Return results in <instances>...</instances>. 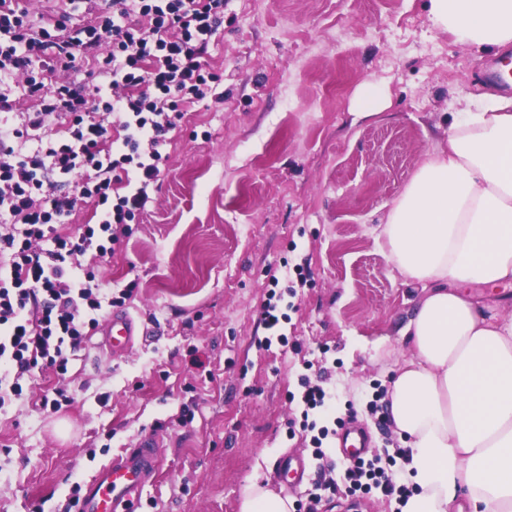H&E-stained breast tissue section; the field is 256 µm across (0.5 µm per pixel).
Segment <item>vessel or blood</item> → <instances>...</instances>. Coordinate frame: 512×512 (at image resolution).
Masks as SVG:
<instances>
[{
    "label": "vessel or blood",
    "mask_w": 512,
    "mask_h": 512,
    "mask_svg": "<svg viewBox=\"0 0 512 512\" xmlns=\"http://www.w3.org/2000/svg\"><path fill=\"white\" fill-rule=\"evenodd\" d=\"M104 334L111 348H125L134 340L136 325L127 313L115 311L106 320ZM343 436L349 441L344 455L354 461L363 458L369 446L365 431L350 427ZM163 454L162 443L147 438L102 465L81 486L79 512H137L145 488L158 475Z\"/></svg>",
    "instance_id": "vessel-or-blood-1"
}]
</instances>
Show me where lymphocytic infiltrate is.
<instances>
[{
  "label": "lymphocytic infiltrate",
  "mask_w": 512,
  "mask_h": 512,
  "mask_svg": "<svg viewBox=\"0 0 512 512\" xmlns=\"http://www.w3.org/2000/svg\"><path fill=\"white\" fill-rule=\"evenodd\" d=\"M79 2L55 0L37 19L22 0H0V411L35 370L66 374L104 313L130 299L131 289L99 288L88 262L111 257L150 199L185 105L213 97L219 80L205 56L224 0H102L77 24ZM18 96L33 110L15 112ZM81 204L98 221L68 230ZM396 464L375 456L343 480L402 503L410 489Z\"/></svg>",
  "instance_id": "f902f5d3"
}]
</instances>
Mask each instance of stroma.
Here are the masks:
<instances>
[{
  "label": "stroma",
  "instance_id": "35a3bbf8",
  "mask_svg": "<svg viewBox=\"0 0 512 512\" xmlns=\"http://www.w3.org/2000/svg\"><path fill=\"white\" fill-rule=\"evenodd\" d=\"M498 49L454 42L429 0H225L206 55L222 98L186 113L160 188L98 269L142 336L123 351L89 336L65 379L53 369L0 413V512H65L75 484L147 435L165 446L140 512H239L258 481L319 512H398L340 480L337 436L316 458L304 422L364 426L369 455L401 442L367 405L409 348L400 331L421 291L377 239L418 164L445 145L460 99L490 90ZM379 85L385 109L355 112ZM279 271L271 285V271ZM288 319L270 338V292ZM326 408L304 411L303 381ZM64 385L69 404L43 409ZM308 465L277 475L283 455Z\"/></svg>",
  "mask_w": 512,
  "mask_h": 512
}]
</instances>
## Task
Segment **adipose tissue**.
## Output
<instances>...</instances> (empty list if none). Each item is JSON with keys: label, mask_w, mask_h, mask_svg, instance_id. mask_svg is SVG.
I'll use <instances>...</instances> for the list:
<instances>
[{"label": "adipose tissue", "mask_w": 512, "mask_h": 512, "mask_svg": "<svg viewBox=\"0 0 512 512\" xmlns=\"http://www.w3.org/2000/svg\"><path fill=\"white\" fill-rule=\"evenodd\" d=\"M429 15L457 42L512 43V0H429ZM379 238L423 290L385 399L414 488L402 512H512V318L471 294L512 287L511 98L453 113Z\"/></svg>", "instance_id": "adipose-tissue-1"}]
</instances>
